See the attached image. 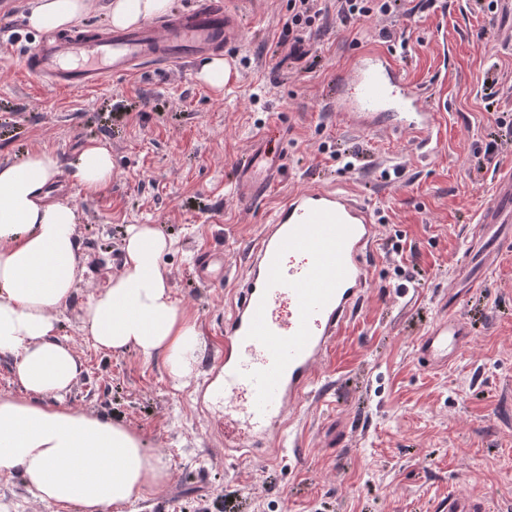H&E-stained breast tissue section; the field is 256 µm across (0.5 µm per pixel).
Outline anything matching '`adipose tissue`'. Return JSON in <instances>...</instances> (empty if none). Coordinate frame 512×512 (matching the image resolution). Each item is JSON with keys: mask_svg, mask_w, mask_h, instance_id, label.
Listing matches in <instances>:
<instances>
[{"mask_svg": "<svg viewBox=\"0 0 512 512\" xmlns=\"http://www.w3.org/2000/svg\"><path fill=\"white\" fill-rule=\"evenodd\" d=\"M90 0H31L26 16L39 33L64 32L86 15ZM171 0H108L112 27L140 26L166 14ZM60 172L48 150L0 162V356L14 360L23 397H0V474L20 471L45 501L82 512H123L160 485L167 472L125 426L75 409L62 397L81 365L58 334L57 310L81 275L76 209L50 199ZM72 176L90 193L112 179L109 149L89 141ZM167 238L135 224L124 239V262L107 288L86 305L80 332L96 347L162 358L170 376H190L199 351L195 322L177 305L159 266Z\"/></svg>", "mask_w": 512, "mask_h": 512, "instance_id": "obj_1", "label": "adipose tissue"}]
</instances>
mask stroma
Returning <instances> with one entry per match:
<instances>
[{
    "label": "stroma",
    "instance_id": "stroma-1",
    "mask_svg": "<svg viewBox=\"0 0 512 512\" xmlns=\"http://www.w3.org/2000/svg\"><path fill=\"white\" fill-rule=\"evenodd\" d=\"M9 2L15 46L0 56V162L54 152V197L80 215L83 271L58 318L81 373L64 402L136 431L168 472L124 512H434L452 491L512 512V250L487 273L483 294L457 290V310L474 327L463 356L429 371L414 354L464 257L469 217L497 169L512 167V141L483 171L470 164L497 114L512 110V43L503 36L512 6L500 0L487 14L475 0H401L394 17L344 28L336 0H318L322 13L304 32L318 58L309 69L288 57V0H239L223 89L199 81L194 63L55 90L27 73L38 34L26 25L27 0ZM390 26L407 38V52L380 37ZM372 52L387 54L434 112L433 156L390 123L355 128L330 105V92ZM92 139L112 155V181L96 194L71 175ZM262 145L288 169L246 206L237 162ZM345 153L354 167L342 171L336 157ZM316 184L347 187L374 211L371 286L307 402L290 411L291 447L228 453L218 414L202 398L223 352L224 320L270 216L291 192ZM132 224L154 225L172 242L160 266L200 334L182 384L161 359L103 351L79 330L88 301L121 271ZM206 249L224 267L223 284L198 280ZM411 272L416 282L399 290ZM338 430L346 447H329ZM0 496L11 512H64L32 496L18 471L0 475Z\"/></svg>",
    "mask_w": 512,
    "mask_h": 512
}]
</instances>
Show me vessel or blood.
<instances>
[{"label": "vessel or blood", "instance_id": "1", "mask_svg": "<svg viewBox=\"0 0 512 512\" xmlns=\"http://www.w3.org/2000/svg\"><path fill=\"white\" fill-rule=\"evenodd\" d=\"M234 0H195L188 12L133 29L75 30L42 40L29 51V74L57 89H92L158 66L191 64L223 51L238 32ZM359 94L336 101L349 124L372 128L383 113L404 117L403 129L427 136L434 115L384 54L361 57L350 75ZM265 154L252 152L240 178L239 198L252 204L267 180L255 177ZM465 263L456 274L468 287H484L474 268H488L512 247V168L501 170L491 199L480 207ZM378 228L368 204L335 187L311 186L289 195L251 252L237 302L224 321V360L212 374L205 398L224 403V445H240L238 425L250 445L280 440L286 413L318 380L344 324L358 310L371 280L367 258ZM457 293L442 300L443 312L416 339L418 363L447 368L472 343L467 319L456 311ZM440 512H492L488 498L449 494Z\"/></svg>", "mask_w": 512, "mask_h": 512}]
</instances>
